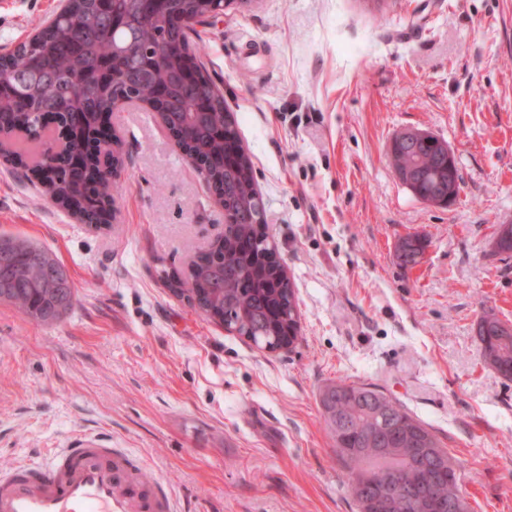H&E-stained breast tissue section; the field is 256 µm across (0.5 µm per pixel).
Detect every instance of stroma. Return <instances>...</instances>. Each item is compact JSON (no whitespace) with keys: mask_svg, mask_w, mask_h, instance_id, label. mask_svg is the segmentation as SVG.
I'll return each mask as SVG.
<instances>
[{"mask_svg":"<svg viewBox=\"0 0 512 512\" xmlns=\"http://www.w3.org/2000/svg\"><path fill=\"white\" fill-rule=\"evenodd\" d=\"M65 0H0V53ZM193 41L235 113L292 282L294 347L269 353L172 295L224 232V211L157 115L112 113L123 142L116 222L78 223L0 161V235L49 250L75 286L59 323L0 302V472L62 448L127 449L178 512H356L318 403L373 382L462 465L471 512H512V381L484 365L479 314L512 323V0H255ZM429 131L455 152L450 207L417 200L392 137ZM419 233L421 264L400 237ZM426 246V238L419 234L408 235L400 239L396 246V253L401 265L414 267L418 263L416 258L424 253Z\"/></svg>","mask_w":512,"mask_h":512,"instance_id":"obj_1","label":"stroma"}]
</instances>
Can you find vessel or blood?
I'll return each mask as SVG.
<instances>
[{
	"label": "vessel or blood",
	"instance_id": "vessel-or-blood-1",
	"mask_svg": "<svg viewBox=\"0 0 512 512\" xmlns=\"http://www.w3.org/2000/svg\"><path fill=\"white\" fill-rule=\"evenodd\" d=\"M121 448L79 444L44 465L0 474V512H176L161 485H140Z\"/></svg>",
	"mask_w": 512,
	"mask_h": 512
}]
</instances>
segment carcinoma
Returning <instances> with one entry per match:
<instances>
[{"label": "carcinoma", "mask_w": 512, "mask_h": 512, "mask_svg": "<svg viewBox=\"0 0 512 512\" xmlns=\"http://www.w3.org/2000/svg\"><path fill=\"white\" fill-rule=\"evenodd\" d=\"M224 0H67L50 22L14 51L0 55V157L27 158L31 166L51 168L45 184L50 198L84 224H99L112 204V145L89 150L101 112L120 101H149L164 95L166 128L208 171L215 200L224 204V239L199 253L183 274L164 272L167 288L187 297L205 318L251 336L261 349L291 344L286 334L296 309L295 292L283 266L261 256L271 249L260 231L264 203L257 192L253 163L236 129L224 96L204 72L190 35ZM134 41L138 54L118 47ZM196 75L186 91L178 74ZM45 112H56L77 133L57 145L53 132L41 127ZM83 157L98 179L87 187L70 163ZM397 174L413 171V191L437 197L448 187V158L432 141L390 153ZM12 246L0 255V301L10 302L38 324L60 321L73 307L75 289L63 265L46 249L19 237L4 236ZM425 237L408 235L396 246L404 267L417 264ZM497 255L512 256V224H499L492 238ZM485 310L474 324L484 364L512 380V334ZM319 404L333 440L336 458L346 473L363 512V478L383 475L401 492L414 490L399 512H433L423 486L435 485L443 496L454 494L440 481L436 464L416 459L414 449L436 448L439 461L453 459L432 429L399 400L372 383L340 379L320 393Z\"/></svg>", "instance_id": "carcinoma-1"}]
</instances>
